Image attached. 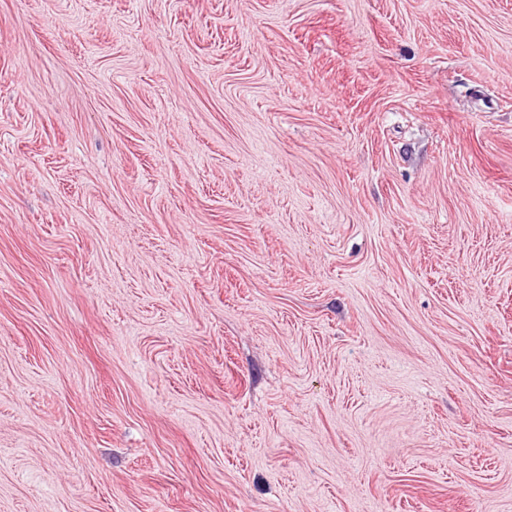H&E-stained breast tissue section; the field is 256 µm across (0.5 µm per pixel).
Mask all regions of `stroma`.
I'll use <instances>...</instances> for the list:
<instances>
[{"mask_svg":"<svg viewBox=\"0 0 512 512\" xmlns=\"http://www.w3.org/2000/svg\"><path fill=\"white\" fill-rule=\"evenodd\" d=\"M0 512H512V0H0Z\"/></svg>","mask_w":512,"mask_h":512,"instance_id":"1","label":"stroma"}]
</instances>
